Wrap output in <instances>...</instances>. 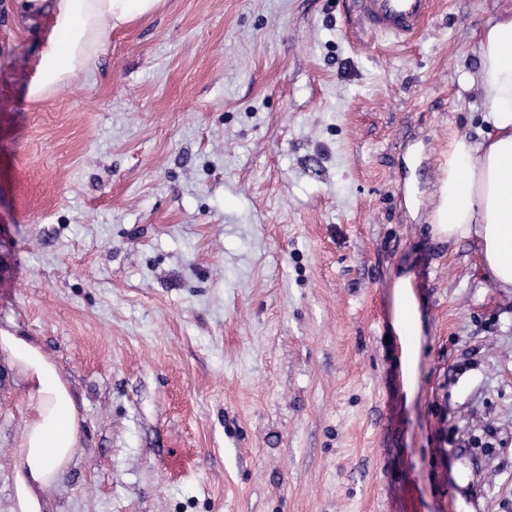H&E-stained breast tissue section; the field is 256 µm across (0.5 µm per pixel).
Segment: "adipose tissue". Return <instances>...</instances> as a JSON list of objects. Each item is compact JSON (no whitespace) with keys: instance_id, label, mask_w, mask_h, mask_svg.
Here are the masks:
<instances>
[{"instance_id":"1","label":"adipose tissue","mask_w":512,"mask_h":512,"mask_svg":"<svg viewBox=\"0 0 512 512\" xmlns=\"http://www.w3.org/2000/svg\"><path fill=\"white\" fill-rule=\"evenodd\" d=\"M163 0H17L22 16L49 12L52 32L37 56L27 96L39 100L86 77L113 29L151 15ZM474 85L488 98L490 130L478 143L448 140V167L438 188L432 232L476 240L494 287L512 290V12L488 23L479 37ZM393 329L403 365L416 379L420 314L410 277L394 284ZM0 354L23 382L27 414L12 457V512H46L45 495L71 465L82 420L69 381L42 346L0 329Z\"/></svg>"}]
</instances>
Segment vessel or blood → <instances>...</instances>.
<instances>
[{
    "mask_svg": "<svg viewBox=\"0 0 512 512\" xmlns=\"http://www.w3.org/2000/svg\"><path fill=\"white\" fill-rule=\"evenodd\" d=\"M354 3L357 24L364 33L402 42L422 31L431 0H354Z\"/></svg>",
    "mask_w": 512,
    "mask_h": 512,
    "instance_id": "b4317fda",
    "label": "vessel or blood"
}]
</instances>
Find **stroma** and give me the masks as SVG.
<instances>
[{
	"label": "stroma",
	"mask_w": 512,
	"mask_h": 512,
	"mask_svg": "<svg viewBox=\"0 0 512 512\" xmlns=\"http://www.w3.org/2000/svg\"><path fill=\"white\" fill-rule=\"evenodd\" d=\"M511 8L432 0L397 43L352 0H165L34 102L52 21L0 0V328L84 419L50 512H512V294L430 231ZM25 414L0 357V512ZM393 329L401 339L402 358L404 369L409 382L413 385L416 381L419 359L420 314L418 304L413 293L411 277L400 276L393 284Z\"/></svg>",
	"instance_id": "obj_1"
}]
</instances>
